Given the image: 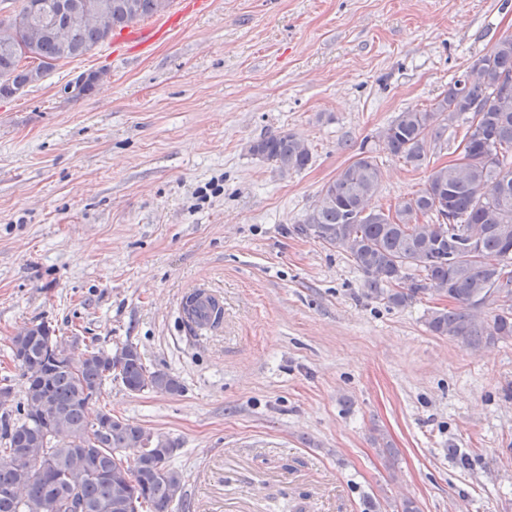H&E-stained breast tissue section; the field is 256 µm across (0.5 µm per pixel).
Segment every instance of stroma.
I'll list each match as a JSON object with an SVG mask.
<instances>
[{"label":"stroma","instance_id":"stroma-1","mask_svg":"<svg viewBox=\"0 0 512 512\" xmlns=\"http://www.w3.org/2000/svg\"><path fill=\"white\" fill-rule=\"evenodd\" d=\"M152 47L104 43L0 97V378L8 339L137 345L176 395L90 400L177 447L169 512H512V341L479 349L372 298L347 255L300 225L322 186L370 151V206L425 186L384 150L404 111L512 36V0H213ZM102 71L78 99L67 84ZM288 130L312 159L280 172L248 145ZM206 282L220 329L178 317Z\"/></svg>","mask_w":512,"mask_h":512}]
</instances>
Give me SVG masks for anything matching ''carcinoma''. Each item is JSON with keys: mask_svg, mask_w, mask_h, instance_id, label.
<instances>
[{"mask_svg": "<svg viewBox=\"0 0 512 512\" xmlns=\"http://www.w3.org/2000/svg\"><path fill=\"white\" fill-rule=\"evenodd\" d=\"M171 0H22L9 22H0V96L39 82L57 63L81 57L112 33L164 13ZM24 58L38 61L20 65ZM102 74L74 84L72 96L93 91ZM512 36L498 40L448 83L429 110L405 111L385 129V149L414 169L430 168L425 187L393 212L369 208L381 171L362 155L338 171L319 193L299 231L343 251L362 273L374 298L405 307L431 292L452 303L427 318L429 330L477 348L512 340ZM483 101L471 110L473 100ZM468 126L451 164L430 167L431 149L448 123ZM248 152L283 173L304 169L311 152L293 132L269 133ZM503 301L491 321L475 310L490 298ZM223 307L210 301L200 330L218 327ZM90 338L77 368L48 366L49 345L78 343L46 323L8 338L23 389L15 398L0 386V512H168L182 500L183 478L169 461L172 444H149L150 432L103 411L91 417L87 400L118 380L131 393L146 389L178 394V377L143 363L138 347L115 350ZM31 456L29 472L14 465L18 451Z\"/></svg>", "mask_w": 512, "mask_h": 512, "instance_id": "1", "label": "carcinoma"}]
</instances>
